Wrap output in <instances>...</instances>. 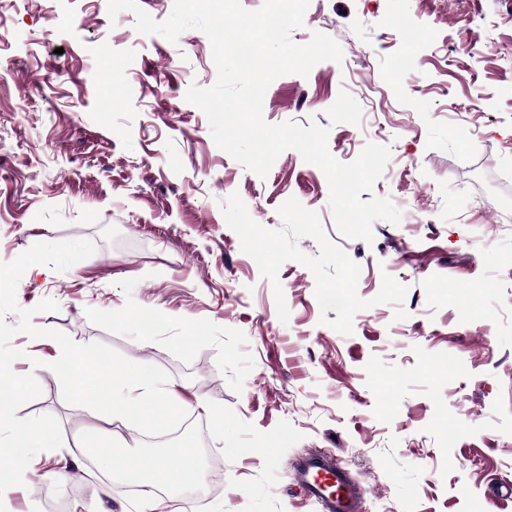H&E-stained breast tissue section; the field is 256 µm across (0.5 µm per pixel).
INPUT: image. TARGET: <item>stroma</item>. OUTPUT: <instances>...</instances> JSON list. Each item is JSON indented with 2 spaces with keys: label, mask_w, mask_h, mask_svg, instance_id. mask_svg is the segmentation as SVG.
Wrapping results in <instances>:
<instances>
[{
  "label": "stroma",
  "mask_w": 512,
  "mask_h": 512,
  "mask_svg": "<svg viewBox=\"0 0 512 512\" xmlns=\"http://www.w3.org/2000/svg\"><path fill=\"white\" fill-rule=\"evenodd\" d=\"M411 19L422 40L406 43ZM108 0H0V261L88 240L65 272L30 267L32 323L164 370L198 425L178 438L220 490L195 512H313L292 463L325 450L363 512H512V0H310L292 40L342 51L267 89L266 122L327 129L340 162L391 157L372 192L401 221L344 236L322 169L293 149L259 176L215 144L191 84H214L200 30L143 35ZM55 312H36L43 299ZM150 319L142 330V319ZM15 373L63 446L152 455L143 434L67 403L58 353L20 332ZM66 480H59V473ZM0 512H138L143 489L39 453Z\"/></svg>",
  "instance_id": "1"
}]
</instances>
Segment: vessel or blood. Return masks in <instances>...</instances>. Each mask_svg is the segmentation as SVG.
I'll return each mask as SVG.
<instances>
[{
  "label": "vessel or blood",
  "mask_w": 512,
  "mask_h": 512,
  "mask_svg": "<svg viewBox=\"0 0 512 512\" xmlns=\"http://www.w3.org/2000/svg\"><path fill=\"white\" fill-rule=\"evenodd\" d=\"M292 475L314 512H361L356 482L331 456L306 454L293 465Z\"/></svg>",
  "instance_id": "b4317fda"
}]
</instances>
